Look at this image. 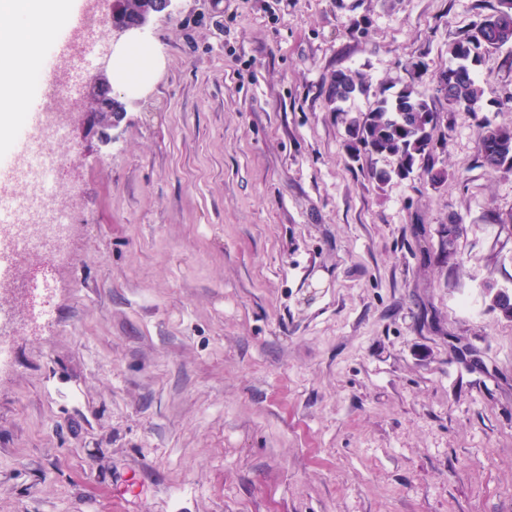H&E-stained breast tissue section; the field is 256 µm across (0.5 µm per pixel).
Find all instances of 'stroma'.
<instances>
[{"label": "stroma", "mask_w": 512, "mask_h": 512, "mask_svg": "<svg viewBox=\"0 0 512 512\" xmlns=\"http://www.w3.org/2000/svg\"><path fill=\"white\" fill-rule=\"evenodd\" d=\"M499 0H183L100 147H56L69 257L0 370V512H512V47L430 76ZM426 73L413 77L410 66ZM405 86L443 181L380 185L322 87ZM457 217L453 245L443 242ZM482 165L491 173L512 171V127L484 122L478 130Z\"/></svg>", "instance_id": "stroma-1"}]
</instances>
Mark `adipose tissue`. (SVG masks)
Here are the masks:
<instances>
[{
  "mask_svg": "<svg viewBox=\"0 0 512 512\" xmlns=\"http://www.w3.org/2000/svg\"><path fill=\"white\" fill-rule=\"evenodd\" d=\"M61 0H0V126L17 104L16 90L24 70V51L40 40L38 31L20 30L12 23L18 15L38 17L57 14ZM152 57L138 43L127 42L118 50L117 83L124 91H134L149 75Z\"/></svg>",
  "mask_w": 512,
  "mask_h": 512,
  "instance_id": "obj_1",
  "label": "adipose tissue"
}]
</instances>
